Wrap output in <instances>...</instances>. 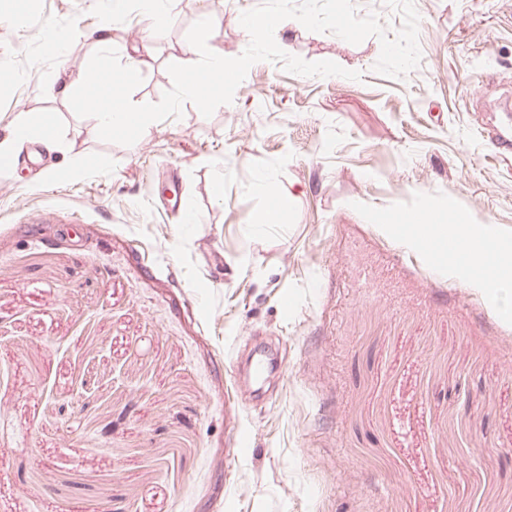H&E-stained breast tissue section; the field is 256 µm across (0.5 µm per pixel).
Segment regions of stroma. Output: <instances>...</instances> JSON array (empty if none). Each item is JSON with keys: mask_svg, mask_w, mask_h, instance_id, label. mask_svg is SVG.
Returning <instances> with one entry per match:
<instances>
[{"mask_svg": "<svg viewBox=\"0 0 512 512\" xmlns=\"http://www.w3.org/2000/svg\"><path fill=\"white\" fill-rule=\"evenodd\" d=\"M170 7L125 91L151 123L96 133L52 84L125 62L135 0H0V137L33 112L63 145L0 174V512H512V315L397 243L426 211L512 256V160L484 138L512 0ZM272 11L304 22L284 53L244 29ZM214 51L246 67L202 106L180 77ZM268 173L292 199L263 226ZM260 346L258 394L233 358ZM278 367L279 365L274 362V359L266 356H259L251 362L249 377L257 390L263 388L269 374Z\"/></svg>", "mask_w": 512, "mask_h": 512, "instance_id": "obj_1", "label": "stroma"}]
</instances>
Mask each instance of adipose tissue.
Returning a JSON list of instances; mask_svg holds the SVG:
<instances>
[{
	"mask_svg": "<svg viewBox=\"0 0 512 512\" xmlns=\"http://www.w3.org/2000/svg\"><path fill=\"white\" fill-rule=\"evenodd\" d=\"M88 71L97 78L94 91L96 105L90 110L94 131L112 133L148 123V114L133 111L125 96L126 88L140 77L139 59L131 55L121 67L103 71L92 65ZM231 74L223 53H210L202 62L190 65L187 76L181 80L182 94L202 100L204 90L227 84ZM35 138L40 139L47 150L60 147L58 135L47 119L31 112L16 114L9 133L0 138V164L16 163L22 145Z\"/></svg>",
	"mask_w": 512,
	"mask_h": 512,
	"instance_id": "obj_1",
	"label": "adipose tissue"
}]
</instances>
